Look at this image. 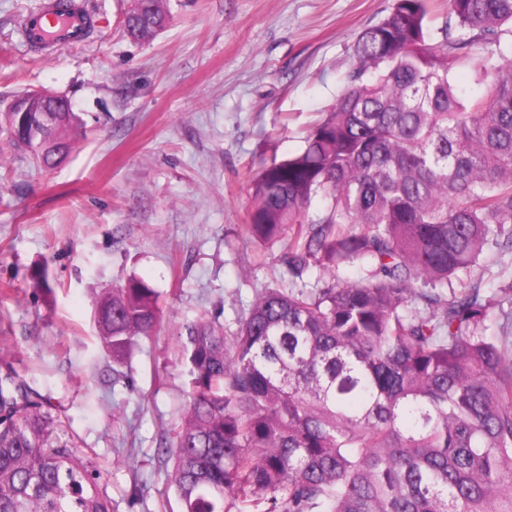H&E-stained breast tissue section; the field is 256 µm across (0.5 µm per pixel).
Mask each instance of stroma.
Returning a JSON list of instances; mask_svg holds the SVG:
<instances>
[{"mask_svg": "<svg viewBox=\"0 0 512 512\" xmlns=\"http://www.w3.org/2000/svg\"><path fill=\"white\" fill-rule=\"evenodd\" d=\"M41 3L0 0V112L45 88L81 123L52 170L0 134V365L68 423L112 512H179L160 442L189 392L186 327L215 318L233 335L259 293L285 287L281 248L241 239L250 181L302 148L393 0H168L169 24L142 43L123 31L131 0H84L93 37L45 56L18 25ZM472 275L497 293L512 254ZM133 277L164 316L117 363L95 303Z\"/></svg>", "mask_w": 512, "mask_h": 512, "instance_id": "1", "label": "stroma"}]
</instances>
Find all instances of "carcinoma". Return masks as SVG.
<instances>
[{
    "instance_id": "1",
    "label": "carcinoma",
    "mask_w": 512,
    "mask_h": 512,
    "mask_svg": "<svg viewBox=\"0 0 512 512\" xmlns=\"http://www.w3.org/2000/svg\"><path fill=\"white\" fill-rule=\"evenodd\" d=\"M126 15L153 38L169 21ZM394 0L354 46L358 67L302 151L262 168L248 237L282 243L288 290L259 294L232 336L198 319L191 392L169 447L180 512H512V290L448 294L484 250L512 249V0ZM476 33L467 37L465 32ZM482 40L463 98L464 50ZM73 112H0L44 169L72 149ZM314 201L324 214L309 216ZM346 263L365 272L339 276ZM315 267L329 273L305 281ZM121 360L162 320L131 278L96 302ZM66 421L13 371L0 376V512H112Z\"/></svg>"
}]
</instances>
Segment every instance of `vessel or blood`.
Listing matches in <instances>:
<instances>
[{
  "label": "vessel or blood",
  "mask_w": 512,
  "mask_h": 512,
  "mask_svg": "<svg viewBox=\"0 0 512 512\" xmlns=\"http://www.w3.org/2000/svg\"><path fill=\"white\" fill-rule=\"evenodd\" d=\"M19 24L34 52L50 54L85 42L94 21L77 0H45L38 12L21 16Z\"/></svg>",
  "instance_id": "b4317fda"
}]
</instances>
